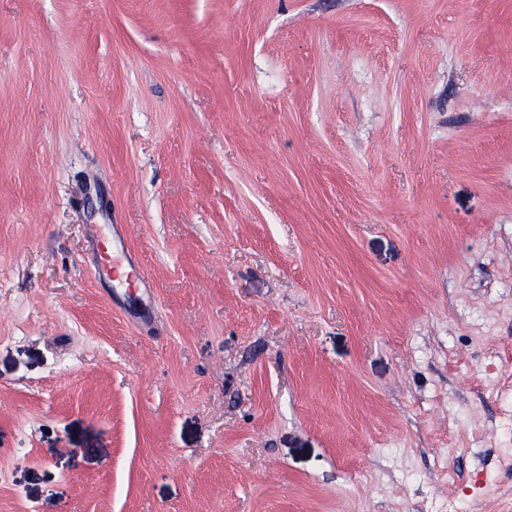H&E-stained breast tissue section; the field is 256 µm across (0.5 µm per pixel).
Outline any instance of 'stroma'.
Returning <instances> with one entry per match:
<instances>
[{
  "instance_id": "1",
  "label": "stroma",
  "mask_w": 512,
  "mask_h": 512,
  "mask_svg": "<svg viewBox=\"0 0 512 512\" xmlns=\"http://www.w3.org/2000/svg\"><path fill=\"white\" fill-rule=\"evenodd\" d=\"M452 507L512 512V0H0V512ZM114 236L123 238L124 231L118 232L117 224L112 225V235L103 239L102 251L105 255L106 264L103 265V271L112 278V282L125 288H141L145 286L146 275L144 270L133 265L126 257L124 249H116L114 255Z\"/></svg>"
}]
</instances>
